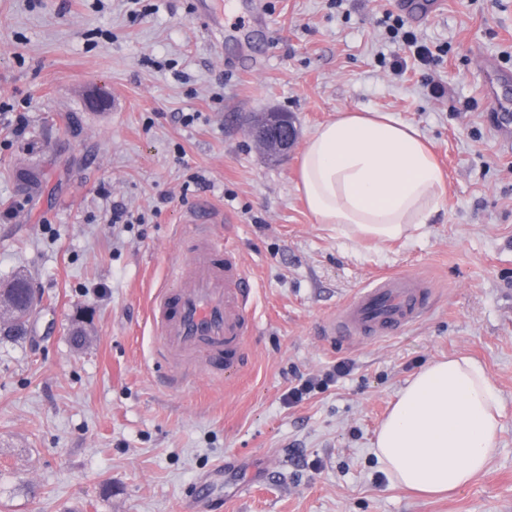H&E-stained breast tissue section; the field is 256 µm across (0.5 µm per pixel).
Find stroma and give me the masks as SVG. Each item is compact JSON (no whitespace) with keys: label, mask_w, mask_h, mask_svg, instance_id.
I'll return each instance as SVG.
<instances>
[{"label":"stroma","mask_w":512,"mask_h":512,"mask_svg":"<svg viewBox=\"0 0 512 512\" xmlns=\"http://www.w3.org/2000/svg\"><path fill=\"white\" fill-rule=\"evenodd\" d=\"M208 2L222 28L196 0H0V279L25 272L43 299L29 336L0 341V512H198L205 484L223 512H512V133L495 107L512 87L482 77L487 58L512 69V0H437L407 27L446 53L426 71L402 50L400 74L377 25L396 0H266L264 29ZM345 110L414 125L444 171L411 240L357 242L307 209L302 150ZM271 111L299 130L278 159L251 133ZM194 212L251 274L255 332L234 381L175 389L149 301ZM382 271L420 276L427 313L394 336L325 335ZM453 354L500 393L499 452L462 492L422 497L372 443L412 375ZM302 377L314 390L287 403Z\"/></svg>","instance_id":"35a3bbf8"}]
</instances>
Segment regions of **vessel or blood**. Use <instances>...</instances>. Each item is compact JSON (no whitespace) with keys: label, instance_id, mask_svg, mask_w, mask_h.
Instances as JSON below:
<instances>
[{"label":"vessel or blood","instance_id":"1","mask_svg":"<svg viewBox=\"0 0 512 512\" xmlns=\"http://www.w3.org/2000/svg\"><path fill=\"white\" fill-rule=\"evenodd\" d=\"M183 254L166 267V283L152 298L150 312L160 357L181 366L196 363L236 379L244 363L254 283L236 248L199 217ZM428 296L414 279L378 274L326 323L328 335L343 339L393 334L416 322Z\"/></svg>","mask_w":512,"mask_h":512}]
</instances>
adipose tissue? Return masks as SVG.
<instances>
[{"instance_id":"adipose-tissue-1","label":"adipose tissue","mask_w":512,"mask_h":512,"mask_svg":"<svg viewBox=\"0 0 512 512\" xmlns=\"http://www.w3.org/2000/svg\"><path fill=\"white\" fill-rule=\"evenodd\" d=\"M299 189L321 224L378 242L412 238L445 192L422 133L383 112H342L308 141ZM501 400L467 356L433 362L408 381L373 451L391 482L425 495L463 490L497 454Z\"/></svg>"}]
</instances>
